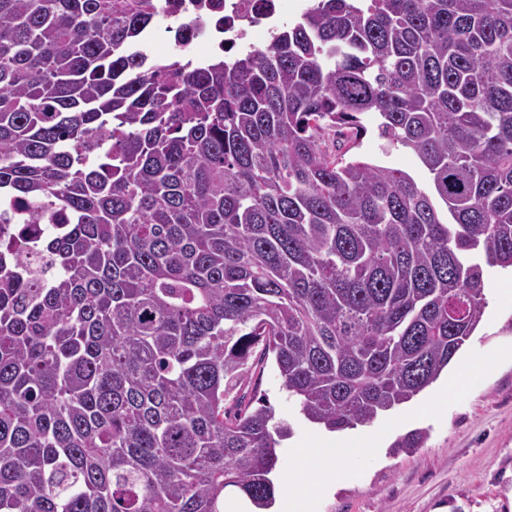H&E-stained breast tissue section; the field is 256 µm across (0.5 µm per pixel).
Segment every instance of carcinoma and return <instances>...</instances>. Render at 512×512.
Masks as SVG:
<instances>
[{
  "instance_id": "obj_1",
  "label": "carcinoma",
  "mask_w": 512,
  "mask_h": 512,
  "mask_svg": "<svg viewBox=\"0 0 512 512\" xmlns=\"http://www.w3.org/2000/svg\"><path fill=\"white\" fill-rule=\"evenodd\" d=\"M169 2L0 0V225H55L0 239V512H265L291 428L250 360L366 425L512 268V0H312L201 65L143 52ZM371 113L428 186L346 158Z\"/></svg>"
}]
</instances>
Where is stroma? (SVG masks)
Wrapping results in <instances>:
<instances>
[{
  "label": "stroma",
  "mask_w": 512,
  "mask_h": 512,
  "mask_svg": "<svg viewBox=\"0 0 512 512\" xmlns=\"http://www.w3.org/2000/svg\"><path fill=\"white\" fill-rule=\"evenodd\" d=\"M366 126L356 155L404 169L419 184H428L427 171L410 150L384 152L374 119ZM500 276L497 270L486 275L488 305L460 358L512 349V306L495 299ZM251 386L264 395L276 419L292 427L290 438L280 444L275 472L276 480L287 479L296 470L292 442L312 434L314 427L299 415L273 358L257 367ZM431 395L424 389L380 414L370 428L383 436V446L353 458L335 491L320 498L312 512H512V360L493 364L468 395L445 394L438 408H428ZM399 418L404 431H426L422 448L391 454L399 433L392 425Z\"/></svg>",
  "instance_id": "1"
}]
</instances>
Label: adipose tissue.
<instances>
[{"label": "adipose tissue", "mask_w": 512, "mask_h": 512, "mask_svg": "<svg viewBox=\"0 0 512 512\" xmlns=\"http://www.w3.org/2000/svg\"><path fill=\"white\" fill-rule=\"evenodd\" d=\"M316 445L321 452L325 463L327 474L324 480L319 484H311L305 472L290 478L288 483L283 486L284 493L281 502L289 512H295L308 503L311 495H321L326 493L335 483L338 473L343 469L348 461L358 453H363L371 448L377 447V438L366 431L361 432H321Z\"/></svg>", "instance_id": "adipose-tissue-1"}]
</instances>
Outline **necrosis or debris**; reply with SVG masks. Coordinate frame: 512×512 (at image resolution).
Instances as JSON below:
<instances>
[{"mask_svg": "<svg viewBox=\"0 0 512 512\" xmlns=\"http://www.w3.org/2000/svg\"><path fill=\"white\" fill-rule=\"evenodd\" d=\"M308 5L309 0H182L165 30L148 34L146 46L151 51L185 46L201 58L221 49L236 52L270 41L290 16Z\"/></svg>", "mask_w": 512, "mask_h": 512, "instance_id": "1", "label": "necrosis or debris"}]
</instances>
